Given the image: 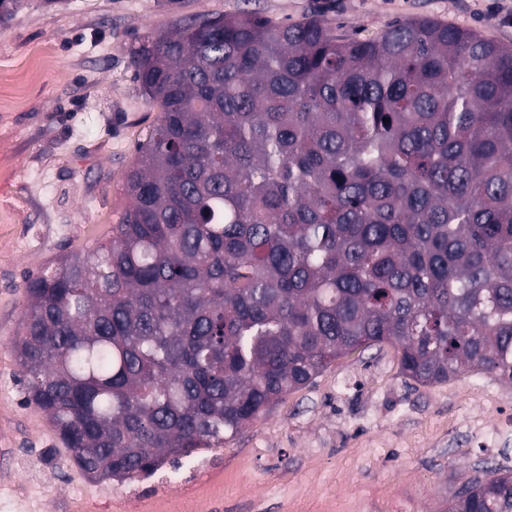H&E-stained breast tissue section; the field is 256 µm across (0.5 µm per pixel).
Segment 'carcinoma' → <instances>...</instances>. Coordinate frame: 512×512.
Returning a JSON list of instances; mask_svg holds the SVG:
<instances>
[{
  "instance_id": "obj_1",
  "label": "carcinoma",
  "mask_w": 512,
  "mask_h": 512,
  "mask_svg": "<svg viewBox=\"0 0 512 512\" xmlns=\"http://www.w3.org/2000/svg\"><path fill=\"white\" fill-rule=\"evenodd\" d=\"M132 64L159 117L129 204L28 280L15 340L83 474L189 463L362 347L422 385H512V49L429 17L357 39L244 13ZM448 512H512V473Z\"/></svg>"
}]
</instances>
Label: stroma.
<instances>
[{"label": "stroma", "mask_w": 512, "mask_h": 512, "mask_svg": "<svg viewBox=\"0 0 512 512\" xmlns=\"http://www.w3.org/2000/svg\"><path fill=\"white\" fill-rule=\"evenodd\" d=\"M239 13L318 17L360 39L431 17L512 48V0H22L0 22V503L15 512H446L474 478L512 473V386L485 373L418 384L389 344L338 358L193 463L123 484L83 476L27 402L14 349L27 279L108 235L158 116L132 49Z\"/></svg>", "instance_id": "stroma-1"}]
</instances>
